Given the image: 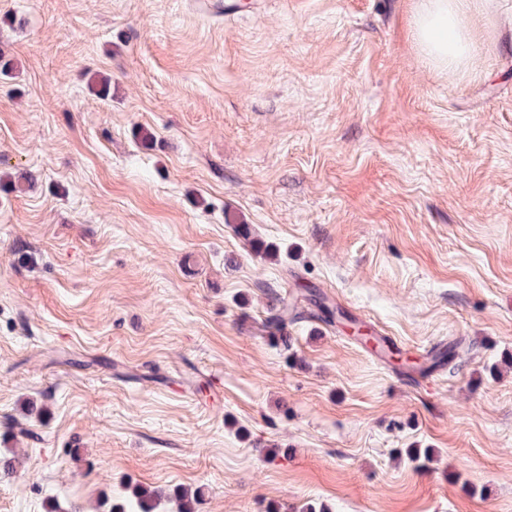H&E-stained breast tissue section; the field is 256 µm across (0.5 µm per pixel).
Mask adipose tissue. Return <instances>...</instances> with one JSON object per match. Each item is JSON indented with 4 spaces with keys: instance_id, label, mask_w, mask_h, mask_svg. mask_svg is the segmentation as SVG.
I'll return each mask as SVG.
<instances>
[{
    "instance_id": "obj_1",
    "label": "adipose tissue",
    "mask_w": 512,
    "mask_h": 512,
    "mask_svg": "<svg viewBox=\"0 0 512 512\" xmlns=\"http://www.w3.org/2000/svg\"><path fill=\"white\" fill-rule=\"evenodd\" d=\"M480 0H419L414 36L426 58L454 71L467 65L474 51L469 17Z\"/></svg>"
}]
</instances>
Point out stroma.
I'll return each mask as SVG.
<instances>
[{
	"instance_id": "obj_1",
	"label": "stroma",
	"mask_w": 512,
	"mask_h": 512,
	"mask_svg": "<svg viewBox=\"0 0 512 512\" xmlns=\"http://www.w3.org/2000/svg\"><path fill=\"white\" fill-rule=\"evenodd\" d=\"M227 2L0 0V512H512V0L456 74L415 0ZM304 288L415 381L338 323L274 345ZM296 302H288L285 297H280L273 304L268 316L262 321L260 328L268 336L277 338L284 348L288 347V324L302 319ZM203 491L200 488L179 489L165 496L154 489L135 486L121 500L113 502L109 512H156L161 500L166 497L174 501L176 512H197Z\"/></svg>"
}]
</instances>
